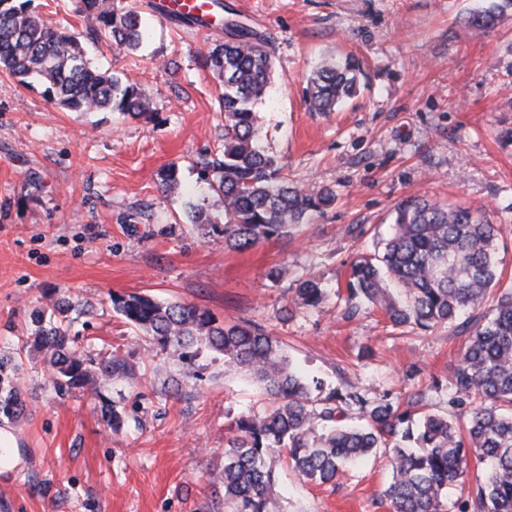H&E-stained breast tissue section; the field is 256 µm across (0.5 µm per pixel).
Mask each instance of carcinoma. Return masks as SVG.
I'll use <instances>...</instances> for the list:
<instances>
[{
	"label": "carcinoma",
	"instance_id": "obj_1",
	"mask_svg": "<svg viewBox=\"0 0 512 512\" xmlns=\"http://www.w3.org/2000/svg\"><path fill=\"white\" fill-rule=\"evenodd\" d=\"M31 0H0V66L20 81L36 78L49 99L73 112L110 110L141 116L150 111L146 92L119 77L93 68L76 34L51 27L29 9ZM94 22L88 32L127 50L143 38L141 14L114 8L112 0H83ZM512 0H490L465 24L477 33L493 28ZM203 66L224 87L218 97L224 112L221 150L199 162L200 177L224 205V224L203 208L192 207L189 220L210 226L215 240L245 250L262 240L286 237L293 226L336 201L328 187L300 188L282 176L277 157L260 144L258 106L272 83L273 61L267 39L251 29L200 56ZM359 62L329 59L308 78L312 112H334L357 93ZM163 191L179 183L177 165L162 169ZM500 230L467 207L418 196L394 209L392 232L380 252L353 265L347 314L363 304L381 306L395 326L427 330L455 327L469 342L448 380L449 403L463 408L466 437L448 417L400 410L388 397L371 400L352 387L324 389L308 385L286 356L280 340L261 326L227 324L185 302H161L153 296L112 294V309L148 337L150 348L182 364L184 377L197 358L222 357L224 369L250 373L273 398L262 416H245L224 448L218 483L231 512H280L274 460L285 452L302 479L322 485L382 448L393 476L384 490L393 512H448V489L466 474L473 457L485 465L458 512H512V290H501L496 253ZM327 297L321 280L299 282L294 308L319 307ZM469 310L472 316L459 321ZM87 305L69 298L53 304L46 316L32 319L33 347L47 353L59 392L98 389L100 382L134 379V365L118 353L98 362L72 336L75 317ZM102 420L114 431L127 424L125 408L100 397Z\"/></svg>",
	"mask_w": 512,
	"mask_h": 512
}]
</instances>
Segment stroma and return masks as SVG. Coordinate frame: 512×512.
<instances>
[{
  "label": "stroma",
  "mask_w": 512,
  "mask_h": 512,
  "mask_svg": "<svg viewBox=\"0 0 512 512\" xmlns=\"http://www.w3.org/2000/svg\"><path fill=\"white\" fill-rule=\"evenodd\" d=\"M224 17L269 41L273 82L261 105L262 144L282 173L336 191L335 204L287 237L237 251L190 223L191 207L223 210L199 177L198 161L224 128L219 79L199 54L230 37L226 27L195 29L184 17L160 19L153 0H112L147 22L134 52L111 41L84 42L93 67L136 84L152 110L72 112L41 83L24 85L0 68V396L18 391L19 413L0 411L13 429L11 465L0 468V512H205L210 480L241 416L269 399L222 359L204 355L200 377L164 395L178 374L168 355L112 309V294L147 293L191 303L228 323L250 320L284 343L293 364L325 387L354 384L370 397L407 406L425 391L423 410L456 418L448 379L468 345L445 327L394 328L380 308L345 318L353 263L387 236L402 200L424 196L485 213L501 225L498 261L512 284V14L482 34L465 25L485 0H222ZM51 26L83 34L81 0H33ZM359 60L365 77L341 109L309 111L307 77L330 57ZM179 167L180 185L163 192L158 172ZM361 234H349L350 225ZM284 277L271 281V269ZM328 288L318 309L281 310L300 279ZM87 303L72 331L100 361L122 353L138 370L130 383L99 391H57L44 351L27 342L31 314L63 297ZM124 406L112 431L99 403ZM281 512H392L384 453L336 484L302 481L276 467Z\"/></svg>",
  "instance_id": "1"
}]
</instances>
